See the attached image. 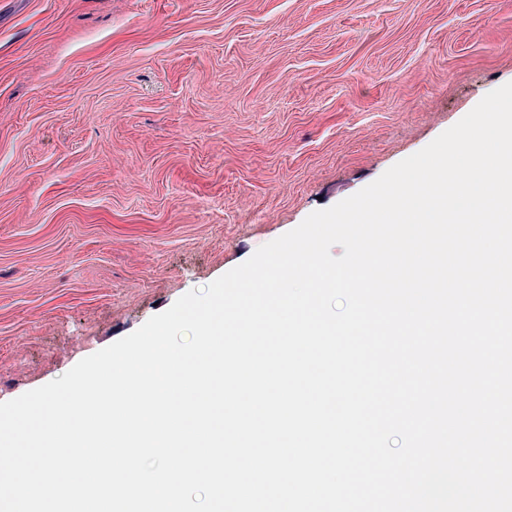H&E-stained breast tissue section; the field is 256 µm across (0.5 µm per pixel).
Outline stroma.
I'll list each match as a JSON object with an SVG mask.
<instances>
[{"mask_svg": "<svg viewBox=\"0 0 512 512\" xmlns=\"http://www.w3.org/2000/svg\"><path fill=\"white\" fill-rule=\"evenodd\" d=\"M512 82V0H0V402Z\"/></svg>", "mask_w": 512, "mask_h": 512, "instance_id": "obj_1", "label": "stroma"}]
</instances>
